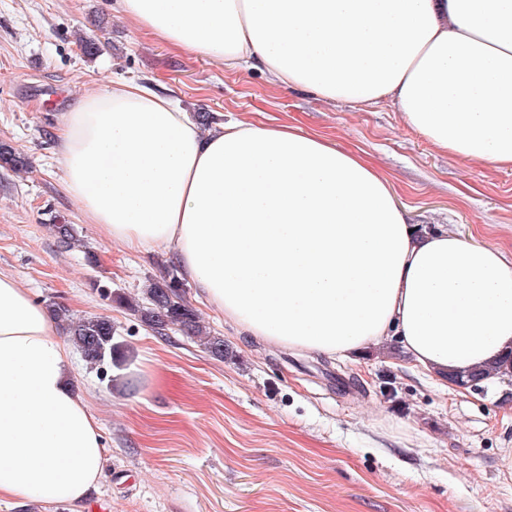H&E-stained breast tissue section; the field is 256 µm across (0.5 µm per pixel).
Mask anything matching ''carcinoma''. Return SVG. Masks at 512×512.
I'll return each instance as SVG.
<instances>
[{"mask_svg": "<svg viewBox=\"0 0 512 512\" xmlns=\"http://www.w3.org/2000/svg\"><path fill=\"white\" fill-rule=\"evenodd\" d=\"M0 167L20 171L28 167V161L11 145L1 142ZM54 231L58 242L65 247L76 241L77 231L71 224H56ZM185 294L183 279L171 270L150 284L146 290V302L129 301L122 296L117 297V301L127 306L143 324L155 332L175 328L184 336L200 342L212 356L224 358V340L210 335L196 310L187 302ZM52 311L65 326L90 367L98 368L107 363L118 367L123 364L124 347L116 341L115 330L108 317L90 316L75 320L70 310L61 303L53 304Z\"/></svg>", "mask_w": 512, "mask_h": 512, "instance_id": "obj_1", "label": "carcinoma"}]
</instances>
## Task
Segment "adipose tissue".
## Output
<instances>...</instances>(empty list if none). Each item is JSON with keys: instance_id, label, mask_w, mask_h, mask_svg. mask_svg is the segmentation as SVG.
I'll use <instances>...</instances> for the list:
<instances>
[{"instance_id": "1", "label": "adipose tissue", "mask_w": 512, "mask_h": 512, "mask_svg": "<svg viewBox=\"0 0 512 512\" xmlns=\"http://www.w3.org/2000/svg\"><path fill=\"white\" fill-rule=\"evenodd\" d=\"M160 41L277 88L391 101L433 146L512 168V0H116ZM63 191L128 248L173 254L247 339L350 358L398 339L440 380L512 353V259L411 223L390 179L302 128L201 129L118 81L55 118ZM58 325L0 273V498L80 504L105 464Z\"/></svg>"}]
</instances>
